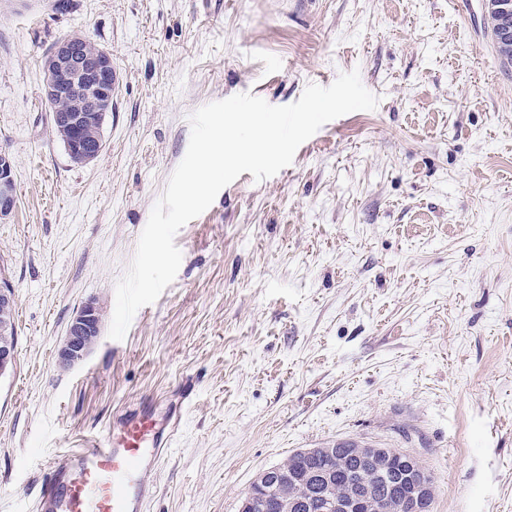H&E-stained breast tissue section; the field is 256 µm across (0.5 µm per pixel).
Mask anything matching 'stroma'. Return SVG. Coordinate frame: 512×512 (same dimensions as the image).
Listing matches in <instances>:
<instances>
[{"instance_id": "1", "label": "stroma", "mask_w": 512, "mask_h": 512, "mask_svg": "<svg viewBox=\"0 0 512 512\" xmlns=\"http://www.w3.org/2000/svg\"><path fill=\"white\" fill-rule=\"evenodd\" d=\"M0 0V512H34L57 454L152 406L180 432L147 512H240L260 473L353 440L415 455L432 512H512V66L483 0ZM80 34L123 76L99 159L51 124L44 61ZM358 70L379 99L276 175L242 173L175 237L178 273L110 339L115 285L184 158L190 115L274 106ZM102 333L62 365L87 303ZM1 156L3 158L1 162ZM16 204L13 161L8 156L0 155V216L9 215ZM15 297L9 284H0V376L11 368L16 359V345L13 340L12 319L10 311L14 309Z\"/></svg>"}]
</instances>
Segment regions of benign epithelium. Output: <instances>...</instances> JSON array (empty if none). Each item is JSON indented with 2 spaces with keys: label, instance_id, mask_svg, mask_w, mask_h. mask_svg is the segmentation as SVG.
Instances as JSON below:
<instances>
[{
  "label": "benign epithelium",
  "instance_id": "benign-epithelium-1",
  "mask_svg": "<svg viewBox=\"0 0 512 512\" xmlns=\"http://www.w3.org/2000/svg\"><path fill=\"white\" fill-rule=\"evenodd\" d=\"M116 66L112 55L100 50L92 58L78 53L71 41L60 42L46 60V68L51 73L45 85L46 99L50 102L61 99L80 101L75 112L55 114V121L65 125L71 133L66 148L71 158L77 163H89L102 152L101 142L86 140L85 130L102 126L112 107V67ZM16 204L13 161L3 156L0 161V216L9 215ZM15 297L9 285L0 284V376L11 368L16 359V345L13 340L12 319L10 311L14 309ZM101 332L100 310L89 303L81 308L72 318L59 351L62 363L74 365L83 361ZM411 471L416 474V485L412 494L411 512H427L430 484L427 475L413 458L404 460ZM292 504L300 508L315 506L314 489L302 483Z\"/></svg>",
  "mask_w": 512,
  "mask_h": 512
}]
</instances>
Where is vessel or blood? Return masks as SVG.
I'll use <instances>...</instances> for the list:
<instances>
[{"mask_svg":"<svg viewBox=\"0 0 512 512\" xmlns=\"http://www.w3.org/2000/svg\"><path fill=\"white\" fill-rule=\"evenodd\" d=\"M176 427L159 430L151 410L122 417L103 443L54 458L42 477L40 512H146L153 477Z\"/></svg>","mask_w":512,"mask_h":512,"instance_id":"vessel-or-blood-1","label":"vessel or blood"}]
</instances>
